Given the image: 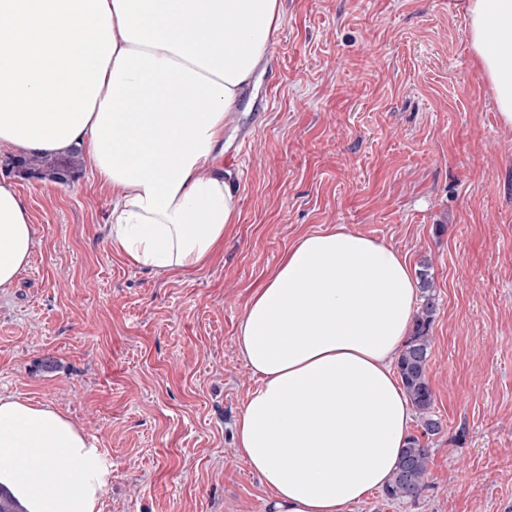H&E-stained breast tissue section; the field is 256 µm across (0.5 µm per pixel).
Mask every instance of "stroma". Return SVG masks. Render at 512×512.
Here are the masks:
<instances>
[{
    "mask_svg": "<svg viewBox=\"0 0 512 512\" xmlns=\"http://www.w3.org/2000/svg\"><path fill=\"white\" fill-rule=\"evenodd\" d=\"M265 68L228 118L239 221L204 266L158 274L107 238L111 195L14 181L37 228L0 292V394L47 404L112 462L102 512H267L238 456L256 378L238 326L300 236L338 225L429 266L440 432L416 497L350 512H512V128L473 65L465 0H283ZM52 359L53 371L41 362Z\"/></svg>",
    "mask_w": 512,
    "mask_h": 512,
    "instance_id": "35a3bbf8",
    "label": "stroma"
}]
</instances>
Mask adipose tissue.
<instances>
[{
    "label": "adipose tissue",
    "instance_id": "ef3b65f1",
    "mask_svg": "<svg viewBox=\"0 0 512 512\" xmlns=\"http://www.w3.org/2000/svg\"><path fill=\"white\" fill-rule=\"evenodd\" d=\"M469 49L512 127V0H468ZM281 0H0V151H79L112 192L108 240L158 273L206 264L239 217L224 128ZM37 229L0 181V289ZM416 288L394 248L339 226L300 237L253 293L239 351L258 378L236 448L268 512H348L391 481L413 412L393 368ZM112 465L48 405L0 394V490L22 512H100Z\"/></svg>",
    "mask_w": 512,
    "mask_h": 512
}]
</instances>
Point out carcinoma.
<instances>
[{
  "label": "carcinoma",
  "mask_w": 512,
  "mask_h": 512,
  "mask_svg": "<svg viewBox=\"0 0 512 512\" xmlns=\"http://www.w3.org/2000/svg\"><path fill=\"white\" fill-rule=\"evenodd\" d=\"M25 165L33 171H46L55 179L64 173H71L78 166V153L49 158L32 156L25 158ZM419 284L423 294V306L415 316L411 334L403 345L396 361V369L404 392L420 419L421 434L409 438L403 448L392 480L384 489L389 499L413 498L422 489L428 473L429 453L422 441L424 437L438 434L441 423L432 417L433 391L427 376L430 355L429 330L435 311L434 299L430 294L432 283L425 270L419 272Z\"/></svg>",
  "instance_id": "1"
}]
</instances>
